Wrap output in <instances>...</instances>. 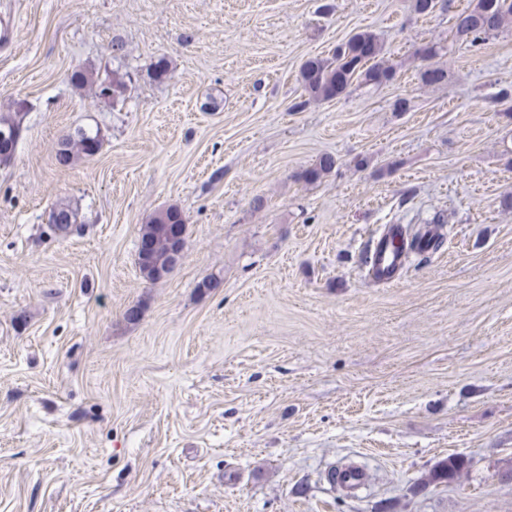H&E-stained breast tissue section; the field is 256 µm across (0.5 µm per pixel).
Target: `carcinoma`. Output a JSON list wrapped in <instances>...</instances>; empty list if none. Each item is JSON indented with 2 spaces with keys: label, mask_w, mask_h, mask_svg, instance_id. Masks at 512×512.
Listing matches in <instances>:
<instances>
[{
  "label": "carcinoma",
  "mask_w": 512,
  "mask_h": 512,
  "mask_svg": "<svg viewBox=\"0 0 512 512\" xmlns=\"http://www.w3.org/2000/svg\"><path fill=\"white\" fill-rule=\"evenodd\" d=\"M512 25V0H476L471 10H464L455 16L456 38L470 47H477L486 38ZM441 48L435 45L417 50L422 60L427 62L421 72V80L427 85H438L448 80V71L429 63L440 54ZM394 72L383 55V48L377 36L370 31L352 34L339 43L328 58H310L304 62L300 71L301 83L308 99L296 104L301 109L310 101L330 100L347 93L354 84L365 83L381 85L393 79ZM96 83L94 72L79 67L71 75V84L81 89ZM24 112L8 110L0 113V132H22ZM103 147L100 132L91 128L79 127L60 141L56 159L62 166H69L76 158H91L99 154ZM336 167V158L331 154L322 155L311 167L300 174V179L308 184L319 182ZM49 223L59 228L61 224L77 223V213L70 206H58L53 209ZM186 223L182 210L171 205L155 212L149 221L142 225L139 241L148 243L154 256V264L141 269L144 277L150 281L168 274L165 270L172 238L171 224Z\"/></svg>",
  "instance_id": "carcinoma-1"
}]
</instances>
